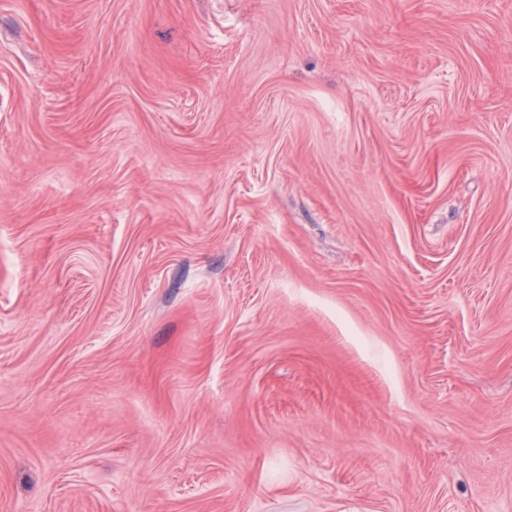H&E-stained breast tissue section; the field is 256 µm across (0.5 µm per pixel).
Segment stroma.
<instances>
[{
	"mask_svg": "<svg viewBox=\"0 0 512 512\" xmlns=\"http://www.w3.org/2000/svg\"><path fill=\"white\" fill-rule=\"evenodd\" d=\"M0 512H512V0H0Z\"/></svg>",
	"mask_w": 512,
	"mask_h": 512,
	"instance_id": "stroma-1",
	"label": "stroma"
}]
</instances>
